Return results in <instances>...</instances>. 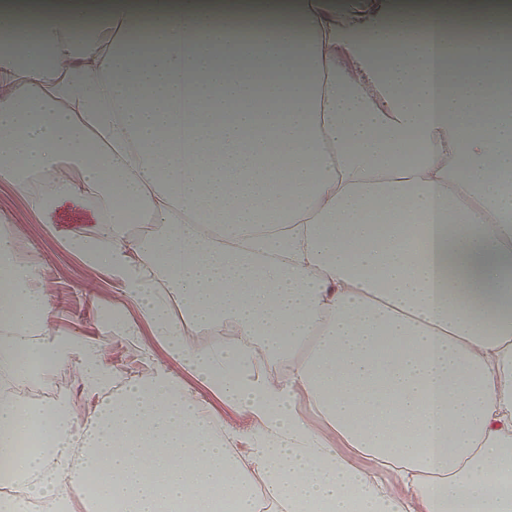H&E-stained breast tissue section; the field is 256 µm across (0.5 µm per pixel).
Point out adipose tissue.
I'll use <instances>...</instances> for the list:
<instances>
[{
  "instance_id": "1",
  "label": "adipose tissue",
  "mask_w": 512,
  "mask_h": 512,
  "mask_svg": "<svg viewBox=\"0 0 512 512\" xmlns=\"http://www.w3.org/2000/svg\"><path fill=\"white\" fill-rule=\"evenodd\" d=\"M310 2L0 6V182L90 223L67 247L180 368L116 391L85 350L93 414L1 400L26 494L0 512H257L256 472L271 512H512V0ZM56 316L1 229L0 369L49 379ZM221 323L245 345L199 351ZM185 372L254 448H227ZM186 385L198 390L200 395L208 402L210 410L224 422V428H233L236 435L226 440L228 448H236L238 452H245L247 448H253L257 435L252 428L249 418L238 408L227 405L220 397L210 394L193 375L183 374ZM302 410L314 433L318 434L332 448L342 449V443L336 439V435L329 427L309 409L306 401L302 402Z\"/></svg>"
}]
</instances>
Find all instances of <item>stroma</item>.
Here are the masks:
<instances>
[{"label": "stroma", "instance_id": "35a3bbf8", "mask_svg": "<svg viewBox=\"0 0 512 512\" xmlns=\"http://www.w3.org/2000/svg\"><path fill=\"white\" fill-rule=\"evenodd\" d=\"M1 215L8 217L13 231L44 267V291L59 309L50 339L73 337L83 345L98 349L103 364L112 372V385L116 388L156 367H172V360L156 342L151 327L135 308L122 305L117 283L106 274L92 270L66 247L63 225L40 223L26 203L5 184L0 185ZM117 317L134 326L135 334L105 340V333ZM78 361V353L64 356L43 389L50 398L70 401L91 414L102 396L87 388ZM207 401L225 427L236 431L227 440V447L241 453L253 447L257 435L244 412L212 395Z\"/></svg>", "mask_w": 512, "mask_h": 512}]
</instances>
